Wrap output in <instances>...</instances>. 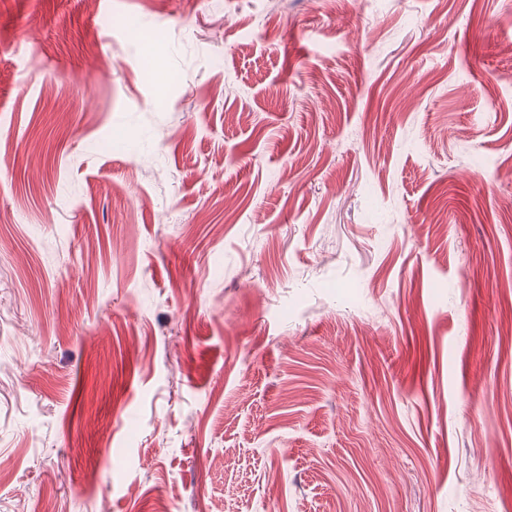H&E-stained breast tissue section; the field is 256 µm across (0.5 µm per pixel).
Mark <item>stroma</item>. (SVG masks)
Wrapping results in <instances>:
<instances>
[{
	"label": "stroma",
	"mask_w": 512,
	"mask_h": 512,
	"mask_svg": "<svg viewBox=\"0 0 512 512\" xmlns=\"http://www.w3.org/2000/svg\"><path fill=\"white\" fill-rule=\"evenodd\" d=\"M222 2L0 0V512H512V0Z\"/></svg>",
	"instance_id": "stroma-1"
}]
</instances>
